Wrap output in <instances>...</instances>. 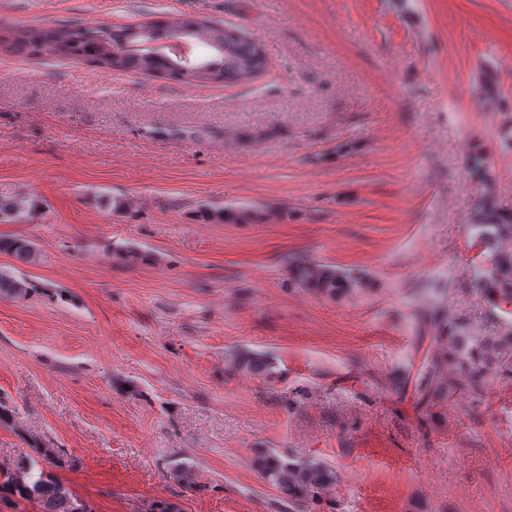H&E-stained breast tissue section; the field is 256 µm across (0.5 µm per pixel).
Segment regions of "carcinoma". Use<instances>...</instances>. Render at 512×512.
<instances>
[{
    "label": "carcinoma",
    "instance_id": "carcinoma-1",
    "mask_svg": "<svg viewBox=\"0 0 512 512\" xmlns=\"http://www.w3.org/2000/svg\"><path fill=\"white\" fill-rule=\"evenodd\" d=\"M186 39L205 44L210 54L189 61L163 52L141 48L148 41ZM0 51L25 58L53 56L63 61L81 62L102 73L134 72L171 79L179 83L217 87L245 83L263 74L268 66L261 45L242 31L204 17H189L173 25L163 21L87 27L79 23L57 26L45 22L37 26H0ZM30 211L28 200L0 199V222H21ZM208 222L248 223L259 213L246 209L210 208L200 211ZM480 240L492 254L481 269L477 285L496 305H512V218L486 206L477 215ZM0 251L11 253L24 263H35L38 254L24 238L0 239ZM292 280L310 291L334 295L349 293L358 281L331 266L302 265ZM36 290L25 278L0 270V295L24 297ZM453 344L448 357L433 359L417 384L421 401L428 403L444 391L464 390L477 394L497 369L509 371L512 359V331L501 336H466L448 327ZM234 366L259 376H270L274 366L263 356L239 352ZM448 370V386L432 381ZM262 478L290 502H314L336 485V471L319 461L297 462L286 456L268 454L259 462ZM172 478L188 489L196 485L193 470L178 465ZM6 499L35 502L40 512H93L89 504L73 495L63 484L32 473V468L0 467V502Z\"/></svg>",
    "mask_w": 512,
    "mask_h": 512
}]
</instances>
